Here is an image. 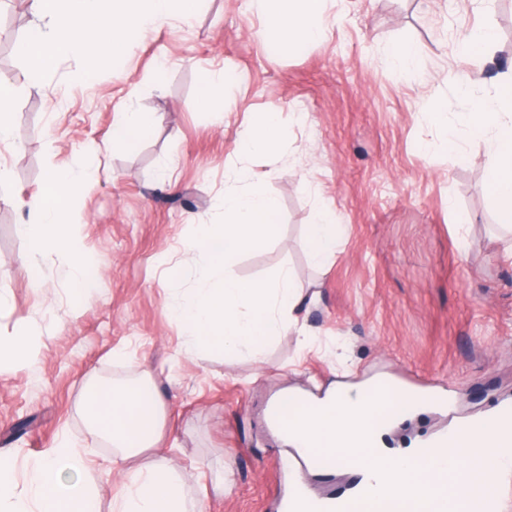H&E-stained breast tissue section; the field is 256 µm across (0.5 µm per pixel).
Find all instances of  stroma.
I'll use <instances>...</instances> for the list:
<instances>
[{
  "mask_svg": "<svg viewBox=\"0 0 512 512\" xmlns=\"http://www.w3.org/2000/svg\"><path fill=\"white\" fill-rule=\"evenodd\" d=\"M329 9L322 40L285 52L249 0H202L190 23L136 42L122 79L110 62L88 79L69 57L35 78L16 54L0 57V78L18 89L12 136L0 142V288L9 294L0 338L24 334L39 347L31 366L0 363V453L23 460L68 439L95 463L99 512H111L123 476L111 446L88 431L95 378L151 375L166 409L160 453L204 512H277L290 448L265 410L283 388L318 394L346 381L357 391L408 375L451 383L453 412L410 415L387 431L393 448L512 401V238L494 223L487 145L466 127L512 68V0H333ZM482 25L497 32L493 52L461 58L460 39ZM399 42L417 51L406 75L387 60ZM219 68L233 79L209 109L197 92ZM127 103L156 118L133 152L112 142ZM437 103L447 106L439 125L429 115ZM271 107L284 138L239 157L241 132ZM450 128L460 152L423 153ZM94 147L99 172L72 205L75 241L98 275L87 294L68 276L67 252L29 266L19 226L48 171ZM240 160L256 175L275 172L280 220L233 272L266 281L288 268L316 296L298 312L314 343L288 331L256 355L203 348L188 358L168 313L197 276L183 246L223 215L224 170ZM319 206L343 227L320 267L307 232Z\"/></svg>",
  "mask_w": 512,
  "mask_h": 512,
  "instance_id": "1",
  "label": "stroma"
}]
</instances>
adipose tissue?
Returning <instances> with one entry per match:
<instances>
[{"instance_id":"ef3b65f1","label":"adipose tissue","mask_w":512,"mask_h":512,"mask_svg":"<svg viewBox=\"0 0 512 512\" xmlns=\"http://www.w3.org/2000/svg\"><path fill=\"white\" fill-rule=\"evenodd\" d=\"M199 0H33L39 18L17 46L32 76H41L66 57L80 58L85 77L101 61L125 58L146 28L170 20L189 21ZM329 0H253L255 12L277 33L276 45L289 51L323 38L332 21ZM471 136L486 142L493 158L488 191L496 220L512 226V75L504 76L490 111L466 117ZM155 124L151 113L126 107L112 130L114 141L135 149ZM283 136L276 109H269L242 133V152L269 151ZM85 168L48 173L40 192L27 202L29 222L20 233L31 246L29 261L48 249L73 252L70 212ZM162 401L150 378L125 387L100 381L88 403L94 436L110 440L112 466L125 481L113 512H189L185 484L165 457L145 467L130 459L153 451L161 434ZM86 459L67 441L25 463L0 455V512H94L98 492Z\"/></svg>"}]
</instances>
